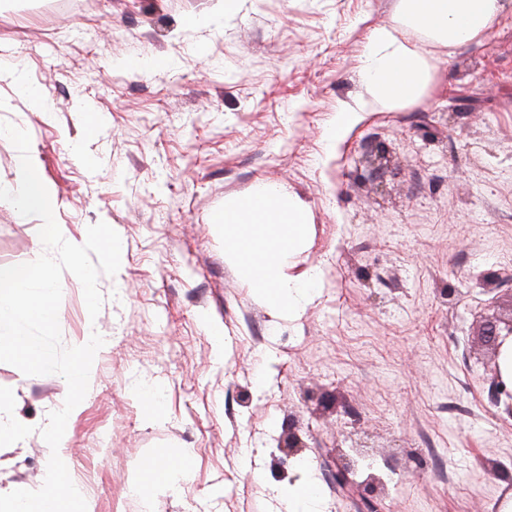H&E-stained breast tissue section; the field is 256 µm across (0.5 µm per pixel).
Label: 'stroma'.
<instances>
[{
	"instance_id": "stroma-1",
	"label": "stroma",
	"mask_w": 512,
	"mask_h": 512,
	"mask_svg": "<svg viewBox=\"0 0 512 512\" xmlns=\"http://www.w3.org/2000/svg\"><path fill=\"white\" fill-rule=\"evenodd\" d=\"M46 2L0 0V62L49 105L31 111L0 81V121L29 132L72 241L103 221L122 242L97 319L79 280L61 279L63 345L105 340L64 442L93 512H140L133 482L178 459L180 494L154 512H276L302 460L328 512H358L333 480L340 455L376 475L381 512H499L512 481L488 470H512V413L491 399L478 333L512 306V14L451 52L403 24L398 0ZM379 27L435 79L327 148L333 115L366 97ZM143 55L151 69L128 66ZM265 184L307 212L284 274L323 273L292 318L224 259L225 201ZM40 227L0 201V268L39 257ZM66 393L62 376L0 363V400L30 425L0 450L10 481L39 488L41 430Z\"/></svg>"
}]
</instances>
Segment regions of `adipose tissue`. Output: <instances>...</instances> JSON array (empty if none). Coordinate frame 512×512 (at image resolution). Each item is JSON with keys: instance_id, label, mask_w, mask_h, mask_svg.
Returning <instances> with one entry per match:
<instances>
[{"instance_id": "adipose-tissue-1", "label": "adipose tissue", "mask_w": 512, "mask_h": 512, "mask_svg": "<svg viewBox=\"0 0 512 512\" xmlns=\"http://www.w3.org/2000/svg\"><path fill=\"white\" fill-rule=\"evenodd\" d=\"M511 5L512 0H399V12L405 24L452 49L492 28ZM362 74L370 103L384 110L419 100L434 79L427 61L386 28L373 30ZM221 222L226 257L244 266L271 312L299 314L320 283L315 271L282 275L286 258L307 238L300 205L267 185L249 200L226 203ZM184 474L175 464L153 463L131 491L147 506L157 494L177 493Z\"/></svg>"}]
</instances>
